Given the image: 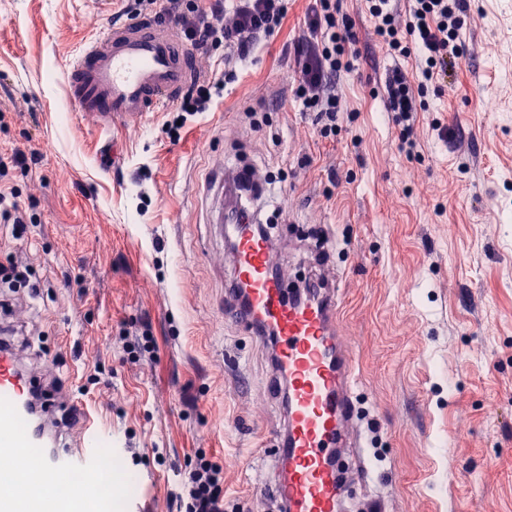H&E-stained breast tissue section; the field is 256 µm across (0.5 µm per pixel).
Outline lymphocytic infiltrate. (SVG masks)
Instances as JSON below:
<instances>
[{"label":"lymphocytic infiltrate","mask_w":512,"mask_h":512,"mask_svg":"<svg viewBox=\"0 0 512 512\" xmlns=\"http://www.w3.org/2000/svg\"><path fill=\"white\" fill-rule=\"evenodd\" d=\"M373 33L391 55L418 60L416 70L391 69L384 82L388 112L400 128L401 147L413 152L420 112L426 111L430 86L447 81L461 56L460 33L470 20L467 0H407L405 9L392 0H364ZM127 14L174 21L186 45L210 59L199 69L180 104L167 111L163 127L180 136L189 116L209 111L214 95L236 75L235 63L251 54L282 26L286 0H127ZM309 36L300 48L295 94L315 113L323 138L336 135L341 110L336 78L353 71L358 36L339 0H313L307 16ZM177 512H224V470L205 452L195 454L181 474L175 495Z\"/></svg>","instance_id":"obj_1"}]
</instances>
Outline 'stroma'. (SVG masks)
<instances>
[{
  "label": "stroma",
  "instance_id": "obj_1",
  "mask_svg": "<svg viewBox=\"0 0 512 512\" xmlns=\"http://www.w3.org/2000/svg\"><path fill=\"white\" fill-rule=\"evenodd\" d=\"M308 6L288 0L279 32L173 142L161 113L102 134L70 98V62L121 0H0V156L42 154L12 179L32 217L24 237L0 223V264L22 258L42 288H0V323L24 366L61 380L49 423L83 404L117 445L112 480L133 485L113 512L130 497L175 512L177 474L199 450L224 467L229 512H276L285 396L264 339L224 310L228 244L206 194L212 173L247 162L275 178L263 199L280 264L327 269L339 288L368 412L355 503L512 512V0H470L459 65L428 92L414 156L385 110L398 60L362 0H340L360 56L338 80L336 137L321 138L295 97ZM144 329L153 357L131 362L120 338Z\"/></svg>",
  "mask_w": 512,
  "mask_h": 512
}]
</instances>
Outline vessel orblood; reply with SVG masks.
Instances as JSON below:
<instances>
[{"mask_svg": "<svg viewBox=\"0 0 512 512\" xmlns=\"http://www.w3.org/2000/svg\"><path fill=\"white\" fill-rule=\"evenodd\" d=\"M191 79L187 50L174 26L128 22L89 40L69 68L70 95L88 120L110 130L117 121L136 122L172 104ZM251 212L226 218L231 243V285L245 305H233L237 321L251 334L275 336L277 379L287 389L286 424L278 430L274 457L279 478L273 492L287 512H342L348 485L343 472L366 469L354 396L353 354L339 320V290L298 298L287 275L271 272V243L255 234ZM29 382L9 369L0 353V453L16 464L38 463L39 480L81 474L100 484L109 465L101 428L81 411L78 449L60 447L50 429L34 424ZM0 512H112V498L61 497L38 490L18 500L0 487Z\"/></svg>", "mask_w": 512, "mask_h": 512, "instance_id": "1", "label": "vessel or blood"}]
</instances>
